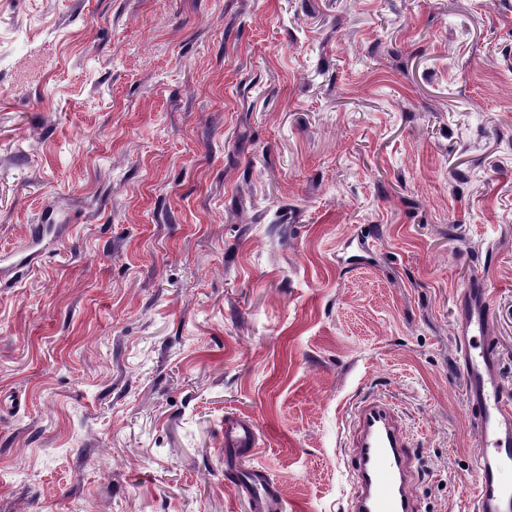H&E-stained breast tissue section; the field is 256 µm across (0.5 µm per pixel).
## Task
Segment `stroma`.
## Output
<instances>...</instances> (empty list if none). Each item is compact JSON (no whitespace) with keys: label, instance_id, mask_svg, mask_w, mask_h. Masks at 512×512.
I'll use <instances>...</instances> for the list:
<instances>
[{"label":"stroma","instance_id":"obj_1","mask_svg":"<svg viewBox=\"0 0 512 512\" xmlns=\"http://www.w3.org/2000/svg\"><path fill=\"white\" fill-rule=\"evenodd\" d=\"M0 512H340L391 400L468 512L483 275L512 394V0H0ZM256 446V437L249 425L232 423L224 430V453L229 448L240 454L249 456ZM229 475L246 485L252 494L255 512H282L283 505L278 501L279 493L260 469L228 470Z\"/></svg>","mask_w":512,"mask_h":512}]
</instances>
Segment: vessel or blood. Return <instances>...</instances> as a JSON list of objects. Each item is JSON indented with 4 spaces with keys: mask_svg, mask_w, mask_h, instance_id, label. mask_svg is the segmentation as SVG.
Listing matches in <instances>:
<instances>
[{
    "mask_svg": "<svg viewBox=\"0 0 512 512\" xmlns=\"http://www.w3.org/2000/svg\"><path fill=\"white\" fill-rule=\"evenodd\" d=\"M489 285L473 280L461 301L458 365L466 380L469 419L482 454L477 463L472 512H512V396L498 382L501 354L490 328ZM346 467L351 489L345 512H416L417 474L410 458V438L392 403L368 397L352 408ZM225 448L251 454L256 437L249 425L234 423L224 431ZM246 485L255 512H283L276 487L259 469L231 470Z\"/></svg>",
    "mask_w": 512,
    "mask_h": 512,
    "instance_id": "b4317fda",
    "label": "vessel or blood"
}]
</instances>
